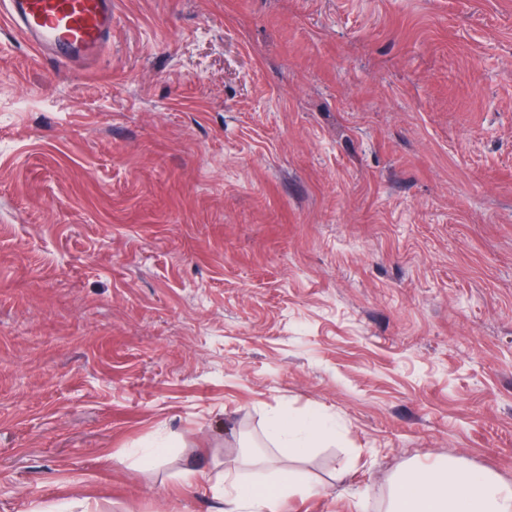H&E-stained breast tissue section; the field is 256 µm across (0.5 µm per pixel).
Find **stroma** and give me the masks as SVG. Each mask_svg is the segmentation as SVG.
I'll return each mask as SVG.
<instances>
[{
	"label": "stroma",
	"mask_w": 512,
	"mask_h": 512,
	"mask_svg": "<svg viewBox=\"0 0 512 512\" xmlns=\"http://www.w3.org/2000/svg\"><path fill=\"white\" fill-rule=\"evenodd\" d=\"M52 68L0 20V512H280L412 463L512 485V0H113ZM266 430L279 451L266 459L276 481L272 484L245 483L229 474L225 478V486L211 488L214 498L224 504V510L219 512H278L282 500L292 491L299 490L294 472L283 461L288 449L303 451L334 434L329 423L319 415L297 421L288 412L271 417Z\"/></svg>",
	"instance_id": "35a3bbf8"
}]
</instances>
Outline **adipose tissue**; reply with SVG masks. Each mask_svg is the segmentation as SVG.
Wrapping results in <instances>:
<instances>
[{"label":"adipose tissue","mask_w":512,"mask_h":512,"mask_svg":"<svg viewBox=\"0 0 512 512\" xmlns=\"http://www.w3.org/2000/svg\"><path fill=\"white\" fill-rule=\"evenodd\" d=\"M267 434L277 448L266 460L275 482L245 483L227 476L224 485L212 490L224 512H279L282 500L298 488L284 462L289 450H305L334 431L321 416L299 421L280 412L269 419ZM387 512H512V487L491 472L464 468L451 457L415 466L400 476L392 486Z\"/></svg>","instance_id":"adipose-tissue-1"}]
</instances>
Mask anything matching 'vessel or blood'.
<instances>
[{
	"label": "vessel or blood",
	"mask_w": 512,
	"mask_h": 512,
	"mask_svg": "<svg viewBox=\"0 0 512 512\" xmlns=\"http://www.w3.org/2000/svg\"><path fill=\"white\" fill-rule=\"evenodd\" d=\"M113 0H5L0 14L42 62L85 64L112 39Z\"/></svg>",
	"instance_id": "obj_1"
}]
</instances>
